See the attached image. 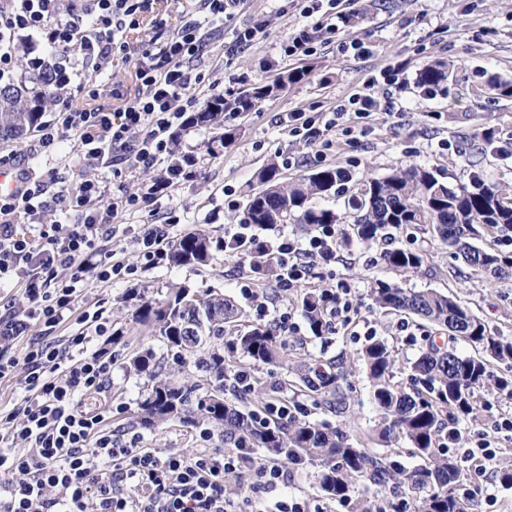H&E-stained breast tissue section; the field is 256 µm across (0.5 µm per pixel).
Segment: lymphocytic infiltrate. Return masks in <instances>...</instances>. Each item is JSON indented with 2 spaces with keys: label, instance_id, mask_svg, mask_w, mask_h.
<instances>
[{
  "label": "lymphocytic infiltrate",
  "instance_id": "lymphocytic-infiltrate-1",
  "mask_svg": "<svg viewBox=\"0 0 512 512\" xmlns=\"http://www.w3.org/2000/svg\"><path fill=\"white\" fill-rule=\"evenodd\" d=\"M244 0H195L179 15L175 33L154 42L148 62L138 69L134 99L119 112L81 110L63 101L53 121L38 129V145L49 151L71 136L89 177L75 186L49 189L27 171L16 173V194L0 195V284L23 290L25 306L0 315V379L23 368L21 395L0 410V512H307L304 501L274 498L290 475L276 458L255 463L251 451L207 449L212 437L202 426L204 446L192 454L142 445L139 434L113 437L111 402L97 396L112 379V359L94 349L93 336L107 327L102 310L77 312L86 284L133 274L112 248V220L137 207L140 194L124 184L108 190L100 177L155 166L170 150V130L182 125L198 97L201 82L189 67L215 33L231 20ZM144 0H7L0 7V74H8V48L22 31H47L48 46L61 55L79 50L98 68L111 66L125 51L124 34L135 28ZM88 16L92 31L77 37L72 18ZM402 64L370 75L350 93L333 116L316 119L304 112L288 115V134L307 145L340 123L360 128L374 112L394 109L391 98L375 95L378 82L399 84ZM55 209L70 213L66 224H48ZM336 227L325 224L306 240L277 236L274 250L282 290L298 287L317 265L333 261ZM78 328L62 339L54 331L68 322ZM44 337L30 340L33 326ZM253 471L260 491L248 505L227 496L231 478Z\"/></svg>",
  "mask_w": 512,
  "mask_h": 512
}]
</instances>
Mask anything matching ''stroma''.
<instances>
[{"mask_svg": "<svg viewBox=\"0 0 512 512\" xmlns=\"http://www.w3.org/2000/svg\"><path fill=\"white\" fill-rule=\"evenodd\" d=\"M302 8L301 0H246L234 26L264 21L266 38L232 56L226 53L225 39L220 36L193 59L191 69L203 78L196 88L203 101L214 93L229 97L257 84L272 83L294 69H305L308 75L267 98L253 112L228 117L227 125L237 134L223 151L209 150L212 130L179 128L180 152L194 160L186 179L114 219L112 247L118 259L135 267V274L127 281L91 282L78 299L81 311L101 304L110 322L109 335L95 346L112 357V382L104 397L124 408L112 419L115 436L137 427L139 405L151 385L147 375L129 370L130 357L150 349L167 373L179 378L196 374L193 367H179L168 356L152 325L135 321L143 301L164 299L168 288L185 284L198 291H223L248 318L256 316L254 302L241 293L242 278L249 269L244 257L216 249L203 265L176 266L165 257L145 263L137 240L154 226L165 227L172 241L198 228L208 230L213 238H223L225 231L241 224L245 197L258 187L257 172L269 159L281 155L295 159L293 165L280 168L282 178L288 181L322 167L342 168L358 178H378L403 164L440 169L452 182L469 179L477 172L488 183L512 188V160L500 157L481 138L488 129L501 138H512V97L483 91L491 78L512 83V0H348L343 10L350 15V22L342 25L335 40L318 45L314 54L299 60L284 54L282 41L289 29L307 24ZM177 13L175 0H149L138 28L127 33L126 58L115 60L111 69L102 72L90 62L72 69L68 95L77 94L89 81L94 88L87 100L89 108L103 112L123 109L138 89V64L150 50L152 37L171 33ZM353 41L364 42L367 54L350 51L348 45ZM394 60L405 64V86L395 94L396 109L390 115L372 114L365 134L350 135L338 128L329 133L326 143L312 149L293 141L282 127V119L291 112L334 111L369 72ZM438 60L450 65L448 81L425 92L417 74L426 63ZM0 153L12 156L13 167L34 171L45 182L73 184L83 173V161L68 141L49 154L39 150L32 136L20 144L0 143ZM394 246L429 250L427 270L408 275L391 270L382 253ZM338 256L333 269L316 270L307 282L311 288L341 283L355 293L360 313L335 334L317 336L310 331L296 310V291L281 290L272 279L258 286L269 316H277L287 307L295 311L300 330L288 338L290 359L308 364L339 362L348 373L350 388L344 404L305 400L296 390L289 391L288 397L303 400L306 421L341 428L350 437L363 439L371 452L402 467H414L418 458L382 442L373 431L376 408L358 354L365 343L363 328L372 327L393 347L397 379L402 382L405 363L419 354L422 345L408 341L398 331L400 316L376 308L369 296L372 283L383 279L405 288H436L454 294L491 328L512 336V277H470L446 244L415 230L397 233L389 241L352 242L339 250ZM195 434L194 426L176 420L142 430L146 447L184 453L198 449ZM496 442L500 448L496 461L479 479L466 475L460 481L461 486L474 488L468 499L471 512H512V488L498 479L499 470L512 464V442L501 435ZM291 474L282 496L305 501L310 512H346L320 491L315 465L302 464L292 468Z\"/></svg>", "mask_w": 512, "mask_h": 512, "instance_id": "obj_1", "label": "stroma"}]
</instances>
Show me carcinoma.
Returning <instances> with one entry per match:
<instances>
[{
    "mask_svg": "<svg viewBox=\"0 0 512 512\" xmlns=\"http://www.w3.org/2000/svg\"><path fill=\"white\" fill-rule=\"evenodd\" d=\"M58 69L49 60L35 68L26 56L18 57L15 74L0 80V141L20 143L42 124L45 112L63 90ZM306 75L307 71L296 69L272 84L234 97L214 96L188 115L187 125L216 130L213 143L225 148L235 139L234 130L224 125L225 114L250 112L263 99ZM448 75V64L438 61L424 65L417 80L435 89L448 81ZM257 180L260 188L245 199V224L275 229L292 221L309 230L340 224L343 244L352 238L368 243L388 239L393 232L410 227L448 244L455 258L475 275H512V251L494 244L487 248L473 245L488 236L498 241L512 229V192L477 176L452 184L439 169L413 165L353 183L345 170L325 167L283 182L278 163L272 160L259 171ZM341 193L348 195L347 215L317 204ZM213 244L205 230L197 229L172 244L169 259L178 266L204 264ZM250 258L259 278L272 275L271 245L255 248ZM384 261L400 274L418 273L429 256L423 250L394 247L384 253ZM370 297L380 309L412 314L430 325L425 348L407 362V386L394 380L396 357L387 341L372 336L361 351L378 410L379 437L386 443L405 439L409 452L421 460L415 468L397 467L370 452L362 440L328 425L291 419L268 428L255 427L235 399L226 396V382L232 379L228 357L285 366L307 392L324 401L329 396L337 401L343 398L349 383L343 368L335 363L325 367L290 363L284 336L269 325L242 322L244 312L238 303L215 289L199 293L175 286L168 289L164 300H148L136 311L135 320L155 325L173 358L203 373V379L190 383L158 380L151 365L153 353L135 356L131 367L152 382L139 406V424L145 428L169 420L206 424L224 433L227 448H266L288 460L306 459L320 471L321 491L350 512H383L379 501L353 496L358 482L418 495L417 512H465L455 492L461 466L448 448L457 445L460 422L479 419L480 392L490 387L512 398V339L497 335L452 294L430 288L408 290L377 279ZM329 300L325 288L300 295L299 307L316 336L331 331ZM444 332L448 345L440 346L435 335ZM462 337L476 354L457 352L455 343Z\"/></svg>",
    "mask_w": 512,
    "mask_h": 512,
    "instance_id": "cac0c4a2",
    "label": "carcinoma"
}]
</instances>
